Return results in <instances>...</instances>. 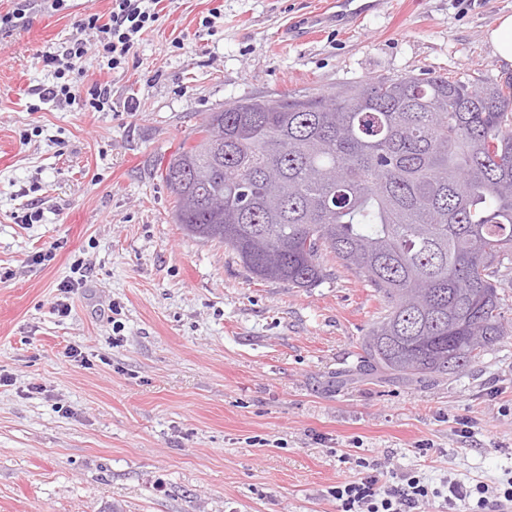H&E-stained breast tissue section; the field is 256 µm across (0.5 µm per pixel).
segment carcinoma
Here are the masks:
<instances>
[{"label": "carcinoma", "mask_w": 512, "mask_h": 512, "mask_svg": "<svg viewBox=\"0 0 512 512\" xmlns=\"http://www.w3.org/2000/svg\"><path fill=\"white\" fill-rule=\"evenodd\" d=\"M512 85L380 78L208 112L161 180L186 235L257 280L312 288L329 256L387 310L361 367L443 377L512 336L492 278L512 255Z\"/></svg>", "instance_id": "cac0c4a2"}]
</instances>
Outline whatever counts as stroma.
<instances>
[{"mask_svg":"<svg viewBox=\"0 0 512 512\" xmlns=\"http://www.w3.org/2000/svg\"><path fill=\"white\" fill-rule=\"evenodd\" d=\"M378 2L334 21L329 0H163L136 60L84 57L104 112L36 90L43 54L111 0L0 30V512H336L345 452L433 487L512 476V338L443 378L359 374L373 288L334 262L313 288L253 279L174 223L160 177L206 113L245 98L512 82L486 39L512 0ZM76 261L86 280L61 295Z\"/></svg>","mask_w":512,"mask_h":512,"instance_id":"stroma-1","label":"stroma"}]
</instances>
